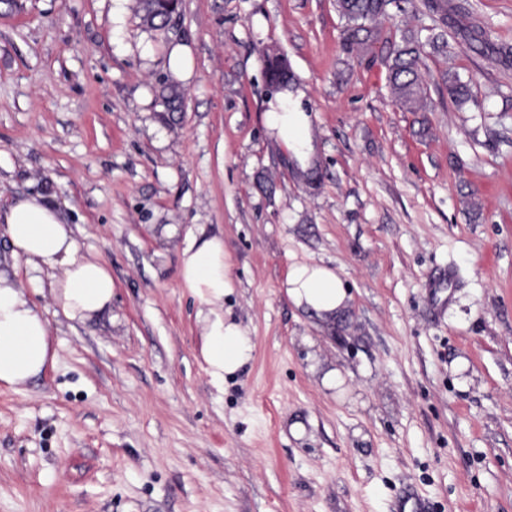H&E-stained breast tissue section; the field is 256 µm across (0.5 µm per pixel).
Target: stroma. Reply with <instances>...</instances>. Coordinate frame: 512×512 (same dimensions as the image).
I'll return each mask as SVG.
<instances>
[{
    "instance_id": "1",
    "label": "stroma",
    "mask_w": 512,
    "mask_h": 512,
    "mask_svg": "<svg viewBox=\"0 0 512 512\" xmlns=\"http://www.w3.org/2000/svg\"><path fill=\"white\" fill-rule=\"evenodd\" d=\"M429 2L349 48L336 0H183L161 30L138 0H0V225L45 196L114 285L100 316H55L0 234L57 351L0 388V512H396L405 487L429 512H512V0ZM410 36L413 112L385 65ZM269 54L311 116L309 164L266 125ZM200 233L224 240V308L254 347L219 384L180 276ZM296 261L336 268L349 306L296 309Z\"/></svg>"
}]
</instances>
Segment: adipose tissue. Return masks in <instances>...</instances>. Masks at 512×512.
I'll use <instances>...</instances> for the list:
<instances>
[{"label":"adipose tissue","mask_w":512,"mask_h":512,"mask_svg":"<svg viewBox=\"0 0 512 512\" xmlns=\"http://www.w3.org/2000/svg\"><path fill=\"white\" fill-rule=\"evenodd\" d=\"M270 130L296 157L308 159L309 119L298 102L281 93L265 115ZM14 261L24 263L32 277L49 274L56 312L85 322L112 303L110 270L101 262L79 257L73 230L57 205L44 196L29 195L9 206L1 229ZM181 277L200 300L201 354L213 382H223L253 357V345L241 324L226 316L224 297L231 289L224 240L200 236L183 249ZM288 300L319 317H333L351 299L335 269L321 263L292 264L283 282ZM47 319L30 303L22 286L0 274V385L17 388L45 373L55 361Z\"/></svg>","instance_id":"obj_1"}]
</instances>
